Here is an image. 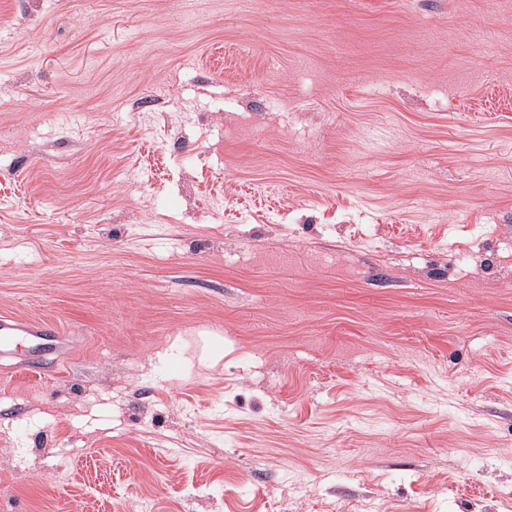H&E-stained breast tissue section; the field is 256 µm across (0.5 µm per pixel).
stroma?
I'll list each match as a JSON object with an SVG mask.
<instances>
[{
	"mask_svg": "<svg viewBox=\"0 0 512 512\" xmlns=\"http://www.w3.org/2000/svg\"><path fill=\"white\" fill-rule=\"evenodd\" d=\"M1 311L0 512H506L512 0H0ZM61 328L48 321L27 319L0 313V349L10 352L13 346L26 347L24 367L32 372L58 373L59 367L48 370L47 355L58 353L63 348L65 336Z\"/></svg>",
	"mask_w": 512,
	"mask_h": 512,
	"instance_id": "35a3bbf8",
	"label": "stroma"
}]
</instances>
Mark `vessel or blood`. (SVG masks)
<instances>
[{
	"label": "vessel or blood",
	"mask_w": 512,
	"mask_h": 512,
	"mask_svg": "<svg viewBox=\"0 0 512 512\" xmlns=\"http://www.w3.org/2000/svg\"><path fill=\"white\" fill-rule=\"evenodd\" d=\"M63 343L61 329L55 323L0 313V349L8 351L24 345L23 364L32 372L45 371L47 356L60 352Z\"/></svg>",
	"instance_id": "obj_1"
}]
</instances>
